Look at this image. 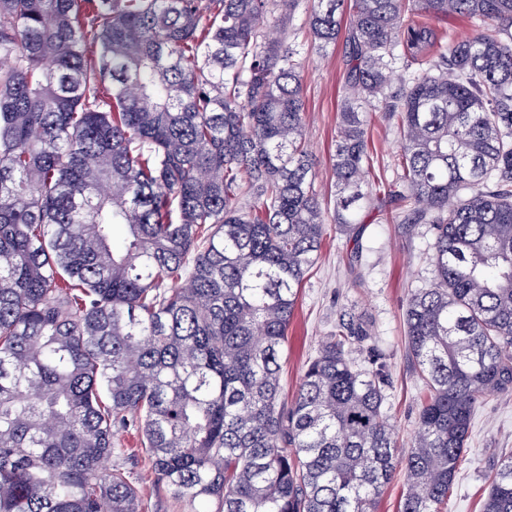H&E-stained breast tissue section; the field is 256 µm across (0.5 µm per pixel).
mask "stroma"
I'll use <instances>...</instances> for the list:
<instances>
[{
    "mask_svg": "<svg viewBox=\"0 0 512 512\" xmlns=\"http://www.w3.org/2000/svg\"><path fill=\"white\" fill-rule=\"evenodd\" d=\"M309 8L301 0L295 12L302 44L305 138L314 160L315 186L329 194L332 180L331 150L336 137V115L341 102L345 57L343 43L317 49L302 27ZM397 130L393 121L377 115L368 129V147L378 174H396ZM360 265L349 268L351 236L328 224L318 259L300 290L297 308L288 328V342L281 360L283 394L292 397L309 358L333 330L341 311L363 316L372 326L373 342L385 355L390 374L385 411L400 438L414 431L418 414L419 379L406 353L403 313L411 290L428 278V254L433 236L427 225L408 235L393 222L384 206L367 209ZM120 458L131 471L142 499L143 512H193L154 485L145 453L137 436L119 433ZM512 449V391L488 393L473 417L469 448L448 499L447 512H479L485 475L501 451Z\"/></svg>",
    "mask_w": 512,
    "mask_h": 512,
    "instance_id": "35a3bbf8",
    "label": "stroma"
}]
</instances>
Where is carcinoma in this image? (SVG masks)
I'll list each match as a JSON object with an SVG mask.
<instances>
[{
  "label": "carcinoma",
  "instance_id": "cac0c4a2",
  "mask_svg": "<svg viewBox=\"0 0 512 512\" xmlns=\"http://www.w3.org/2000/svg\"><path fill=\"white\" fill-rule=\"evenodd\" d=\"M310 2L319 48L346 31L329 201L300 0H0V512H142L104 466L129 429L157 487L214 512H376L399 466V512H443L481 398L512 387V0ZM450 14L477 29L444 41ZM376 112L399 129L383 195L433 232L406 441L346 310L281 384L326 221L361 234ZM486 481L481 512H512V453Z\"/></svg>",
  "mask_w": 512,
  "mask_h": 512
}]
</instances>
